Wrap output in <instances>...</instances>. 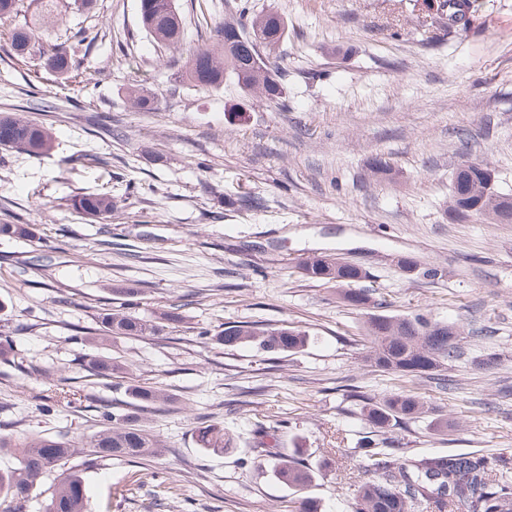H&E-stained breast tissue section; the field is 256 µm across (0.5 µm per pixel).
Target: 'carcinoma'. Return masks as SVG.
Segmentation results:
<instances>
[{"mask_svg":"<svg viewBox=\"0 0 512 512\" xmlns=\"http://www.w3.org/2000/svg\"><path fill=\"white\" fill-rule=\"evenodd\" d=\"M34 19L47 21L58 14L63 0H34ZM428 17L433 22L448 20V29L467 28L470 24L467 0H428ZM140 20L153 42L177 45L183 41L184 27L175 0H139ZM286 33L284 17L267 11L246 20L236 19L217 29L215 43L189 54L184 62V75L203 90H219L224 80L234 81L245 91H256L269 102L282 98L283 83L278 67L271 64L261 49L279 46ZM16 55L23 57L34 51L31 29L21 25L4 32ZM49 67L59 74L76 68L71 48L56 45L49 57ZM130 104L149 112L156 107L155 97L138 89L129 92ZM8 126L12 138L0 140L1 148L29 155H43L53 147L51 131L40 121L21 120L11 114L0 115V128ZM473 206L468 218H482L493 224L512 218V199L490 190L484 191L479 176L456 168L451 183L450 212L459 217L460 209ZM75 209L90 218L108 221L115 202L112 194L92 192L74 199ZM303 278L334 283L339 298L357 310L370 306V297L356 284L367 277L362 268L350 267L335 257L315 258L301 269ZM181 321L172 307L149 319L112 310L100 319V339L114 336L155 335ZM370 351L365 361L376 370L399 378L431 376L459 356V334L449 326L424 315L392 316L381 312L368 314L365 327ZM224 347L246 342L273 353L297 352L308 346L309 334L296 327H251L230 325L213 336ZM83 366L101 377H110L122 366L112 357L86 354ZM134 400L132 410L112 418V425L95 433L88 446L79 450L75 442L58 435L0 434V451L11 449L17 466L0 471V512H18L38 480L66 465L74 455L82 454L80 464L72 466L50 487L47 512H87L88 492L84 473L112 458L135 462L158 457L164 452L160 441L141 425L144 415L159 405H170L175 397L148 385L130 386ZM367 420L386 434L401 420L419 418L425 412L422 399L404 391L384 394L365 407ZM197 441L200 447L222 452L232 447L234 438L217 424L199 422ZM253 435L269 440L264 452L278 459L275 475L286 487L301 491L311 485L315 471L301 461L300 448L283 452L278 448V428L263 423L254 425ZM364 471L371 478L358 486L356 512H420L423 507L433 512H512V463L477 452L450 453L419 459L397 454L387 439H369L363 447Z\"/></svg>","mask_w":512,"mask_h":512,"instance_id":"1","label":"carcinoma"}]
</instances>
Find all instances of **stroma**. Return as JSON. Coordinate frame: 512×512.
I'll return each mask as SVG.
<instances>
[{
  "label": "stroma",
  "mask_w": 512,
  "mask_h": 512,
  "mask_svg": "<svg viewBox=\"0 0 512 512\" xmlns=\"http://www.w3.org/2000/svg\"><path fill=\"white\" fill-rule=\"evenodd\" d=\"M177 4L185 39L175 47L152 45L139 0L62 10L35 30L24 60L0 37V113L54 134L47 155L0 149V224L35 229L0 237V336L19 356L0 360V430L87 440L125 411L129 385L176 395L145 417L165 456L86 472L89 512H292L272 462L254 459L258 421L317 468L308 494L320 512H354L361 444L374 434L362 407L399 387L428 406L390 433L407 456L512 459V224L458 223L448 210L464 155L512 196V0H469L471 24L453 33L423 25L422 0ZM241 5L287 21L269 55L283 73L279 103L229 79L205 91L178 77ZM63 41L79 62L72 78L45 65ZM132 84L153 94L155 111L131 106ZM34 90L49 111L28 109ZM80 153L97 164H69ZM377 156L389 177L371 172ZM101 190L117 205L108 224L72 207ZM35 253L45 266L26 265ZM324 254L365 268L387 314L458 326L450 389L364 363V311L298 271ZM177 302L176 329L91 343L103 312L149 317ZM228 325L296 326L311 342L282 354L216 345L212 334ZM95 351L125 371L90 375L79 358ZM56 388L72 403L42 409ZM204 418L235 436L234 448L204 452ZM440 419L448 433L434 431Z\"/></svg>",
  "instance_id": "35a3bbf8"
}]
</instances>
